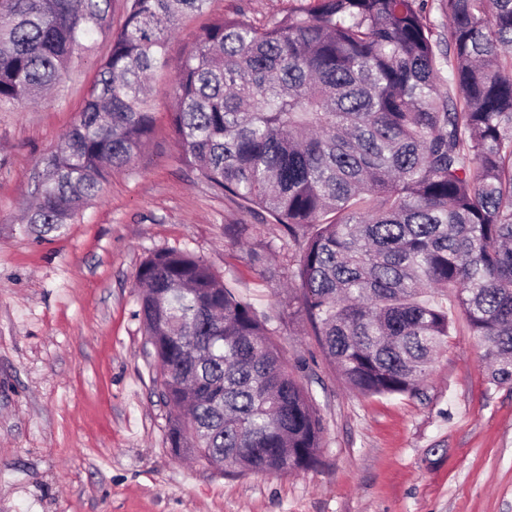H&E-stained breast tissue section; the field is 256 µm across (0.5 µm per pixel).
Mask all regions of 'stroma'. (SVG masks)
Wrapping results in <instances>:
<instances>
[{
    "instance_id": "1",
    "label": "stroma",
    "mask_w": 512,
    "mask_h": 512,
    "mask_svg": "<svg viewBox=\"0 0 512 512\" xmlns=\"http://www.w3.org/2000/svg\"><path fill=\"white\" fill-rule=\"evenodd\" d=\"M299 4L210 0L185 19L167 41V75L151 80L152 138L59 230L34 232L22 217L85 106L110 32L72 60L48 100L0 109V512H512V386L489 383L485 346L456 304L416 394L353 391L312 325L289 313L298 245L181 157L169 76L204 27L236 13L259 26ZM228 224L253 231L233 240ZM264 243L261 265L253 254ZM171 249L202 258L270 315L322 419L315 467L227 476L171 454L170 409L136 315L141 262Z\"/></svg>"
}]
</instances>
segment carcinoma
Instances as JSON below:
<instances>
[{
	"instance_id": "1",
	"label": "carcinoma",
	"mask_w": 512,
	"mask_h": 512,
	"mask_svg": "<svg viewBox=\"0 0 512 512\" xmlns=\"http://www.w3.org/2000/svg\"><path fill=\"white\" fill-rule=\"evenodd\" d=\"M208 0H125L85 110L44 162L26 223L51 231L129 168L154 129L148 80ZM305 0L257 27L211 23L172 86L182 158L303 243L288 279L343 381L413 394L455 291L512 385V0ZM112 0H0V107L56 86ZM136 315L171 406L176 457L228 475L314 467L323 427L275 330L187 251L139 266Z\"/></svg>"
}]
</instances>
